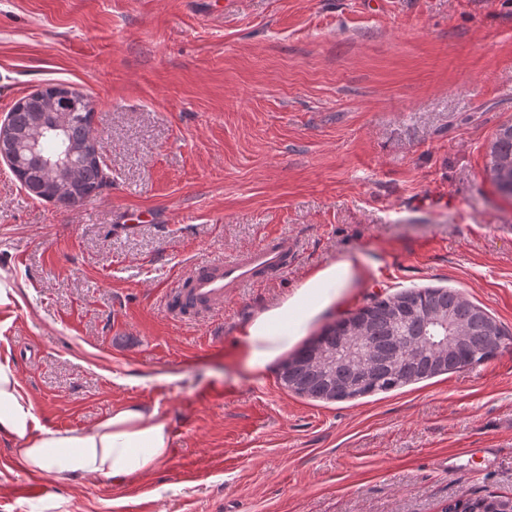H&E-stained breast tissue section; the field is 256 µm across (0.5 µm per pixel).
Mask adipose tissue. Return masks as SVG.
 Listing matches in <instances>:
<instances>
[{"label":"adipose tissue","mask_w":512,"mask_h":512,"mask_svg":"<svg viewBox=\"0 0 512 512\" xmlns=\"http://www.w3.org/2000/svg\"><path fill=\"white\" fill-rule=\"evenodd\" d=\"M357 269L340 260L317 271L276 307L247 325L244 357L260 373L288 350L308 323L353 280ZM33 407L16 371L0 364V433L18 444L16 455L33 472L67 473L120 483L155 470L170 452V432L157 409L123 404L85 429H36Z\"/></svg>","instance_id":"adipose-tissue-1"}]
</instances>
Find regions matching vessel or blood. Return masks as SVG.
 I'll list each match as a JSON object with an SVG mask.
<instances>
[{"instance_id":"obj_1","label":"vessel or blood","mask_w":512,"mask_h":512,"mask_svg":"<svg viewBox=\"0 0 512 512\" xmlns=\"http://www.w3.org/2000/svg\"><path fill=\"white\" fill-rule=\"evenodd\" d=\"M289 246L281 239H266L232 259H214L195 267L184 288L172 301L178 309L218 310L234 289L281 273L288 265Z\"/></svg>"}]
</instances>
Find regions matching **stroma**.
<instances>
[{
  "label": "stroma",
  "instance_id": "1",
  "mask_svg": "<svg viewBox=\"0 0 512 512\" xmlns=\"http://www.w3.org/2000/svg\"><path fill=\"white\" fill-rule=\"evenodd\" d=\"M85 92L110 187L32 198L0 161V363L38 424L157 408L154 471L47 494L0 436V512H441L512 496V199L485 171L512 119V0H0V119L46 83ZM147 211L150 224L129 222ZM286 271L215 317L164 296L264 238ZM357 275L307 334L373 294L449 287L502 326L485 362L316 400L241 363L259 311L327 264ZM464 448L497 454L448 472ZM496 498H502L509 503V499L502 496H477L470 497L465 500H456L449 502L448 506L445 507L444 512H490L486 508L489 506V501Z\"/></svg>",
  "mask_w": 512,
  "mask_h": 512
}]
</instances>
